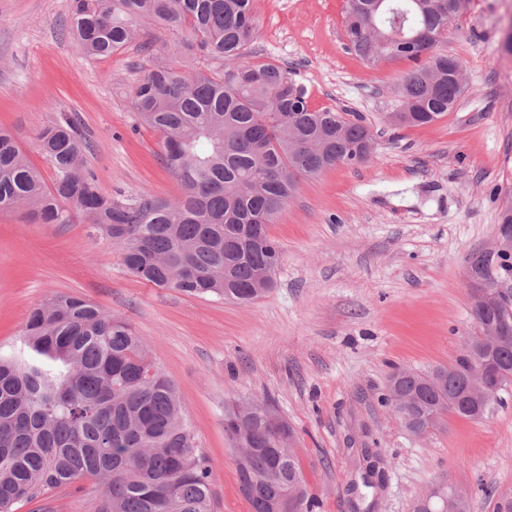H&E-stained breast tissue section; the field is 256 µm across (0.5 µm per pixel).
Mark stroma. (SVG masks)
<instances>
[{"mask_svg": "<svg viewBox=\"0 0 512 512\" xmlns=\"http://www.w3.org/2000/svg\"><path fill=\"white\" fill-rule=\"evenodd\" d=\"M70 0H0V127L53 179L38 133L75 117L91 144L87 164L103 192L171 200L181 193L161 161L159 135L133 105L151 54L186 70L166 34L102 60L63 29ZM254 63L286 68L312 109L363 118L377 148L363 165L303 180L269 227L281 260L257 302L190 296L136 278L110 238L87 219L37 224L0 211V351L29 313L56 294L77 295L131 323L169 378L211 469L213 512H252L224 434V403L265 400L296 432L315 512H414L434 485L495 512L512 497V387L482 419L448 417L411 435L380 402L399 368L448 365L474 331L468 265L490 246L512 203V0H469L442 48L464 60V90L443 118L391 120L409 61L372 66L346 48L345 0H255ZM93 481L46 491L15 512H97Z\"/></svg>", "mask_w": 512, "mask_h": 512, "instance_id": "35a3bbf8", "label": "stroma"}]
</instances>
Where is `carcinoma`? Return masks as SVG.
I'll return each instance as SVG.
<instances>
[{
	"label": "carcinoma",
	"mask_w": 512,
	"mask_h": 512,
	"mask_svg": "<svg viewBox=\"0 0 512 512\" xmlns=\"http://www.w3.org/2000/svg\"><path fill=\"white\" fill-rule=\"evenodd\" d=\"M348 49L375 65L412 61L400 88L395 124L421 126L454 107L456 58L440 50L451 16L448 0H347ZM154 26L219 69L192 74L156 56L137 86L134 108L162 137L161 159L180 182L176 200L104 193L86 167V141L67 114L40 131L37 147L54 171L46 183L8 131L0 129V210L23 207L42 224L84 217L112 239L140 280L191 296L253 303L267 289L279 251L268 226L304 178L353 166L375 143L358 119L313 110L306 93L275 63H251L246 49L260 31L253 0H71L72 34L84 53L112 56ZM475 343L500 317L512 319V294L500 308H471ZM461 349L447 374L463 385ZM419 401L385 395L406 430L427 436L450 415L470 419L416 372L400 381ZM267 402H224V432L247 464L255 512L305 485L292 448L293 428ZM96 482L99 512H211L210 471L185 422L174 385L148 358L128 322L74 295L33 309L19 346L0 354V512L47 490Z\"/></svg>",
	"instance_id": "1"
}]
</instances>
